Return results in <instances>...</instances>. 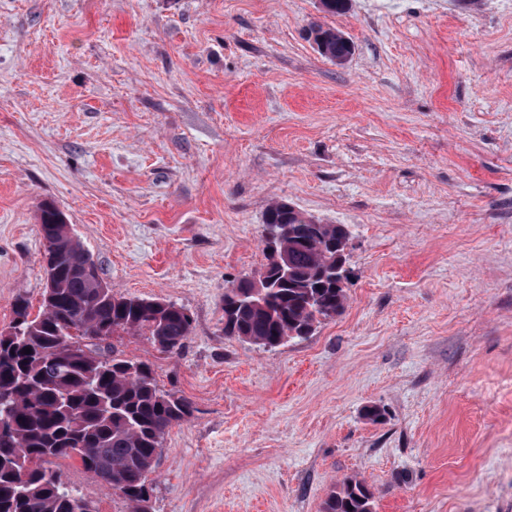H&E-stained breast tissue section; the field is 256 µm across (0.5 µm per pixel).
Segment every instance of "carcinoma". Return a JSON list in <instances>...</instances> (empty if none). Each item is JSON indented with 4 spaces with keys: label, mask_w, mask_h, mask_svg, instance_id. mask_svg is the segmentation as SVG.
<instances>
[{
    "label": "carcinoma",
    "mask_w": 512,
    "mask_h": 512,
    "mask_svg": "<svg viewBox=\"0 0 512 512\" xmlns=\"http://www.w3.org/2000/svg\"><path fill=\"white\" fill-rule=\"evenodd\" d=\"M311 30L321 33L322 57L335 62L351 52V42L335 30L320 24ZM38 219L44 254L54 257L55 298L42 301L34 316L17 296L13 312L24 318L23 336L0 334V512H73L72 491L50 464L74 456L99 485L141 512L162 439L191 407L159 389L146 363L116 354L108 340L118 331L144 334L174 353L190 334L191 318L174 303L102 287V278L85 273L86 249L54 205L43 204ZM337 229L312 223L285 202L270 205L261 241L273 240L288 257V273L269 255L261 287L247 281L226 289L224 335L275 348L342 314L347 297L344 280H336ZM324 512H376L374 493L346 478Z\"/></svg>",
    "instance_id": "cac0c4a2"
}]
</instances>
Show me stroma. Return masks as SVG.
Wrapping results in <instances>:
<instances>
[{
  "instance_id": "stroma-1",
  "label": "stroma",
  "mask_w": 512,
  "mask_h": 512,
  "mask_svg": "<svg viewBox=\"0 0 512 512\" xmlns=\"http://www.w3.org/2000/svg\"><path fill=\"white\" fill-rule=\"evenodd\" d=\"M275 201L347 229L349 278L270 349L222 305ZM46 202L115 292L191 318L177 353L110 340L192 410L150 512H323L349 476L376 512H512V0H0V331L39 311ZM311 31H318L321 33L322 46L321 49H317L319 55L330 60L331 62H339L336 64H342L341 61H337L340 58L345 57L353 49L351 42L345 40L344 35L336 32L331 28H324L320 24H315L310 28Z\"/></svg>"
}]
</instances>
